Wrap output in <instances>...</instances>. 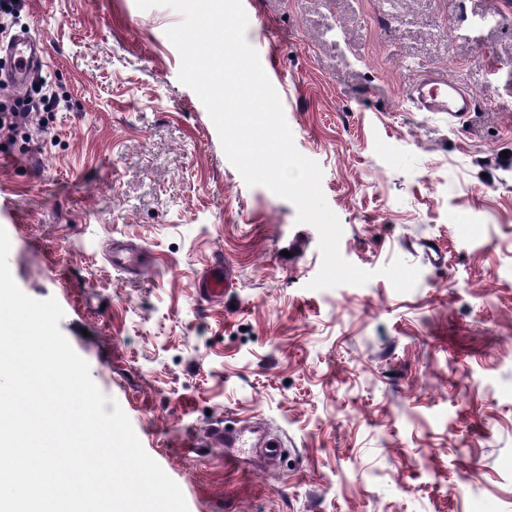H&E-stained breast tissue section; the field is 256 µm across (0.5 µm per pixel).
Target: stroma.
<instances>
[{"mask_svg":"<svg viewBox=\"0 0 512 512\" xmlns=\"http://www.w3.org/2000/svg\"><path fill=\"white\" fill-rule=\"evenodd\" d=\"M297 150L322 170L344 259L312 290L319 234L247 186L135 0H22L61 100L0 135L10 272L59 323L189 512H512V0H242ZM464 118L417 111L422 74ZM143 247L142 275L111 244ZM416 266L397 292L382 268ZM231 279L206 301L216 260ZM278 435L225 464L214 420ZM411 98L422 112H448L461 117L471 110V96L437 74H426L413 85Z\"/></svg>","mask_w":512,"mask_h":512,"instance_id":"35a3bbf8","label":"stroma"}]
</instances>
